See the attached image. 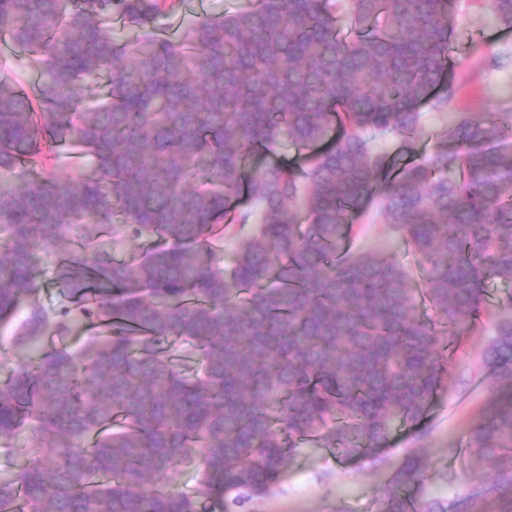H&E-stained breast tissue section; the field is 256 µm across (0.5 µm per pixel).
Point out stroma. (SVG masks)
<instances>
[{
  "label": "stroma",
  "mask_w": 512,
  "mask_h": 512,
  "mask_svg": "<svg viewBox=\"0 0 512 512\" xmlns=\"http://www.w3.org/2000/svg\"><path fill=\"white\" fill-rule=\"evenodd\" d=\"M454 24L459 110L483 113L512 106V28L490 19L483 0H459ZM447 125L446 113L424 111L416 141L392 137L383 147L404 162L425 157ZM492 336L491 322L476 323L449 351L445 383L425 421L423 438L407 429L397 431L390 448L371 461L334 457L305 445L250 512H373L381 487L407 449L426 456L431 482H438L441 472L457 469L466 433L484 407L487 381L481 357Z\"/></svg>",
  "instance_id": "stroma-1"
}]
</instances>
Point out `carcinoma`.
Instances as JSON below:
<instances>
[{
  "label": "carcinoma",
  "mask_w": 512,
  "mask_h": 512,
  "mask_svg": "<svg viewBox=\"0 0 512 512\" xmlns=\"http://www.w3.org/2000/svg\"><path fill=\"white\" fill-rule=\"evenodd\" d=\"M487 2L512 27V0ZM457 4L251 0L170 34L186 0H0V39L39 75H0V318L26 307L0 364L35 355L0 379V448L26 460L0 512H245L304 444L369 458L424 421L488 282L512 283V109L457 113L420 161L380 148L416 137L419 104L456 109ZM62 144L89 166H61ZM369 204L420 286L353 249ZM130 238L152 245L115 257ZM43 255L66 307L39 298ZM87 324L105 334L43 350ZM483 362L466 464L442 473L455 501L409 450L375 512H483L476 465L512 512L511 315Z\"/></svg>",
  "instance_id": "1"
}]
</instances>
